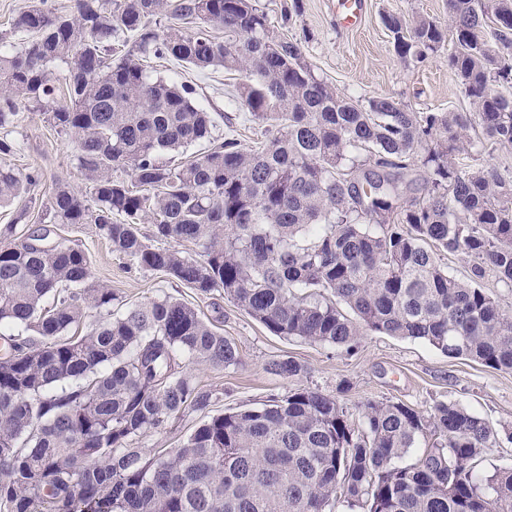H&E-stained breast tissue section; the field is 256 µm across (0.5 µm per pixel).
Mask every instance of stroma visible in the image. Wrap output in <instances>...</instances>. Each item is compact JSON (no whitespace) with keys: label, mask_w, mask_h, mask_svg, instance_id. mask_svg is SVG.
Here are the masks:
<instances>
[{"label":"stroma","mask_w":512,"mask_h":512,"mask_svg":"<svg viewBox=\"0 0 512 512\" xmlns=\"http://www.w3.org/2000/svg\"><path fill=\"white\" fill-rule=\"evenodd\" d=\"M284 37L300 40L314 75L360 103L389 96L411 112H466L470 105L457 78L448 69V52L440 50L425 62L401 60L393 36L382 22L390 13L409 21L419 15L439 25L448 23L447 0H363L361 21L353 27L336 18L334 0H255ZM291 22L282 23L285 8ZM148 71L176 84L191 85L198 104L218 114L213 137L238 139L243 147L263 139L262 125L245 120L229 100L241 77L224 70L200 71L175 59L150 58ZM16 151L7 162L19 170L37 168L42 182L36 193L49 196L56 183L82 191L87 187L73 160V146L33 106L20 107L15 123L0 128ZM55 242H74L88 254L91 280L117 294L120 303L139 305L170 295L195 308L218 332L234 339L241 361L229 367L193 366L200 386L215 400L207 412H190L161 430L139 437L146 455L177 446L207 415L261 406L284 397L294 386L310 387L338 397L351 417H358L368 399L402 402L428 412L435 402L461 405L496 429L512 428V372L496 371L467 359H451L422 340L369 335L354 353L299 338L277 336L240 310L223 291L197 294L159 272H145L112 250L93 225H56ZM290 356L306 367L297 382L271 374L270 361Z\"/></svg>","instance_id":"obj_1"}]
</instances>
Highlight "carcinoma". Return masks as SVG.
<instances>
[{
    "label": "carcinoma",
    "instance_id": "carcinoma-1",
    "mask_svg": "<svg viewBox=\"0 0 512 512\" xmlns=\"http://www.w3.org/2000/svg\"><path fill=\"white\" fill-rule=\"evenodd\" d=\"M383 23L405 61L452 40L448 68L474 111L354 102L252 0H76L71 15L38 0L13 24L33 34L23 49L0 35V128L37 106L71 138L88 184H57L39 217L25 206L0 229L28 226L0 248V512H512V469L478 468L499 431L444 401L425 416L368 399L352 419L335 397L298 387L210 416L146 457L136 438L213 402L189 366L237 365L236 343L170 296L114 313L117 296L89 283L80 245H32L54 224H92L137 268L202 295L222 289L277 336L349 354L370 333L420 339L512 372V316L484 287L512 288V179L468 164L478 147L512 146V97L496 90L512 88V0H448L446 29L425 16ZM147 56L241 73L233 106L265 125V140L211 137L193 87L150 77ZM56 61L67 66L62 103ZM204 139L187 161L168 155ZM14 151L0 139V206L41 181L4 161ZM417 165L422 196L408 199ZM145 214L150 239L137 227ZM444 253L467 259L465 277ZM91 309L109 318L91 322ZM269 370L306 372L291 357ZM427 435L418 462L401 464Z\"/></svg>",
    "mask_w": 512,
    "mask_h": 512
}]
</instances>
